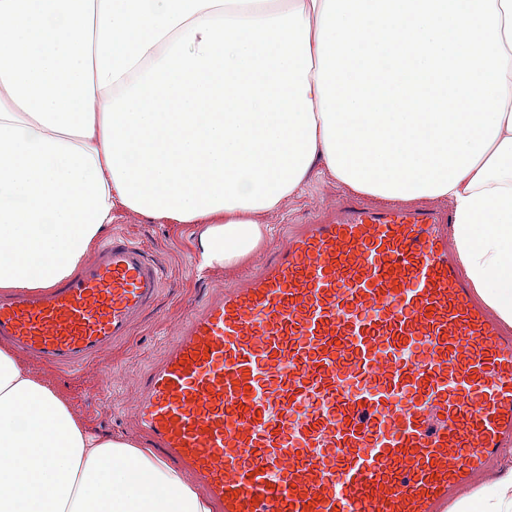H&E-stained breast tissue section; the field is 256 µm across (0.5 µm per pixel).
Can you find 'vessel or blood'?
<instances>
[{"mask_svg": "<svg viewBox=\"0 0 512 512\" xmlns=\"http://www.w3.org/2000/svg\"><path fill=\"white\" fill-rule=\"evenodd\" d=\"M441 208L355 199L178 325L135 422L214 512H448L512 441V333L462 275ZM164 285L123 235L0 295V341L86 367Z\"/></svg>", "mask_w": 512, "mask_h": 512, "instance_id": "1", "label": "vessel or blood"}]
</instances>
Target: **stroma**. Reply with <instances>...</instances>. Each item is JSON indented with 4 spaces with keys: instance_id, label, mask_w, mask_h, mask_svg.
<instances>
[{
    "instance_id": "35a3bbf8",
    "label": "stroma",
    "mask_w": 512,
    "mask_h": 512,
    "mask_svg": "<svg viewBox=\"0 0 512 512\" xmlns=\"http://www.w3.org/2000/svg\"><path fill=\"white\" fill-rule=\"evenodd\" d=\"M343 193L332 178L316 179L284 200L277 211L260 216L268 233L240 265L230 270L213 267L204 274L196 269L201 225L158 224L115 210L110 232L137 241L164 271L165 285L156 303L135 325L131 336L113 346L105 365L64 372L27 359L24 367L69 402L87 428L136 441L130 420L140 380L172 341L175 322L197 309L211 293L234 285L244 270L259 267L278 250L292 225L305 223Z\"/></svg>"
}]
</instances>
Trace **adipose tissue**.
Instances as JSON below:
<instances>
[{
    "label": "adipose tissue",
    "mask_w": 512,
    "mask_h": 512,
    "mask_svg": "<svg viewBox=\"0 0 512 512\" xmlns=\"http://www.w3.org/2000/svg\"><path fill=\"white\" fill-rule=\"evenodd\" d=\"M445 199L512 325V0H0V289L71 276L115 209L236 266L321 175ZM454 512H512V462ZM0 512H209L0 348Z\"/></svg>",
    "instance_id": "1"
}]
</instances>
